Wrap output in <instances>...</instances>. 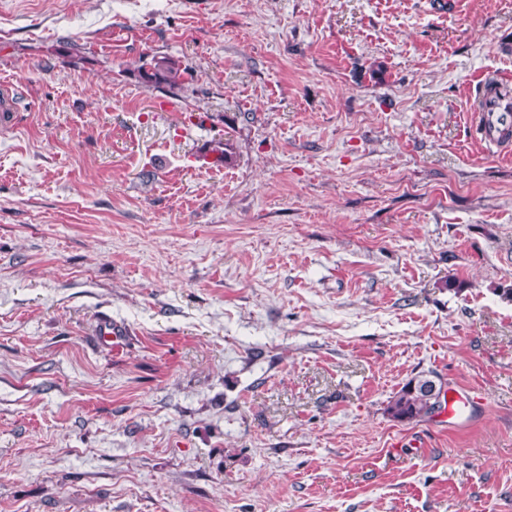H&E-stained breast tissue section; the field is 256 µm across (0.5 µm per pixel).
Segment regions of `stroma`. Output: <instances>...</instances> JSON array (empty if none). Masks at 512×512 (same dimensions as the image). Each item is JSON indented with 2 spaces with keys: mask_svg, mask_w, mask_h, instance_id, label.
<instances>
[{
  "mask_svg": "<svg viewBox=\"0 0 512 512\" xmlns=\"http://www.w3.org/2000/svg\"><path fill=\"white\" fill-rule=\"evenodd\" d=\"M502 38L512 0H0V512H512ZM420 375L480 419H393ZM186 68L182 69L181 65L171 59H163L156 61L154 65L149 67L141 66L138 73L141 82L147 87L154 88H175ZM509 81L489 78L474 103L475 128L488 142L506 140L512 128V86ZM480 404L474 392L459 384L448 387L441 410L442 422L448 428L457 429L472 423L477 415Z\"/></svg>",
  "mask_w": 512,
  "mask_h": 512,
  "instance_id": "stroma-1",
  "label": "stroma"
}]
</instances>
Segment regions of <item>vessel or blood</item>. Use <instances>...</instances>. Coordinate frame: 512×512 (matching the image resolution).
<instances>
[{"mask_svg": "<svg viewBox=\"0 0 512 512\" xmlns=\"http://www.w3.org/2000/svg\"><path fill=\"white\" fill-rule=\"evenodd\" d=\"M475 128L488 142L500 141L512 133V84L499 78L485 81L474 103ZM479 402L473 391L460 385L449 386L441 410L442 420L457 429L472 423Z\"/></svg>", "mask_w": 512, "mask_h": 512, "instance_id": "b4317fda", "label": "vessel or blood"}]
</instances>
